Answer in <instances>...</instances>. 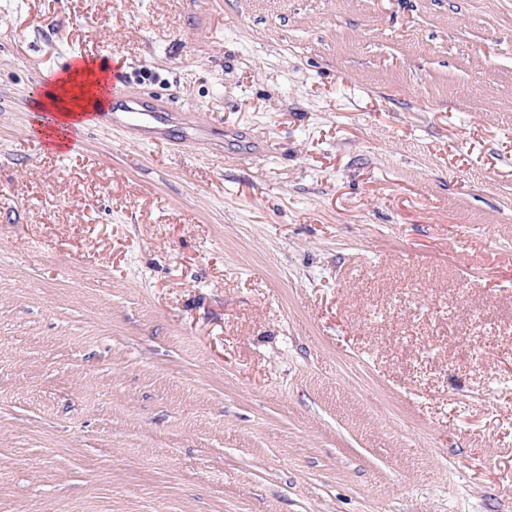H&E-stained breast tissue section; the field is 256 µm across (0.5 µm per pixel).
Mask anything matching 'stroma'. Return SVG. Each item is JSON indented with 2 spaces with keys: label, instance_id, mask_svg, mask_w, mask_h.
<instances>
[{
  "label": "stroma",
  "instance_id": "stroma-1",
  "mask_svg": "<svg viewBox=\"0 0 512 512\" xmlns=\"http://www.w3.org/2000/svg\"><path fill=\"white\" fill-rule=\"evenodd\" d=\"M0 512H512V0H0ZM84 66L98 68L96 61L77 58ZM87 67H74L67 69L65 75L57 83L55 90L46 96L45 100L36 102L35 107L40 111L49 110L65 117L71 115H84L101 106V78ZM45 114L48 124L54 123L57 118L53 113ZM165 109V105H160V109L136 107L125 91L123 73L120 69L112 66L111 103L108 108L101 109L95 114H90V118L76 121L71 130L70 141L64 148V152H73L83 147L87 122L93 119L102 124L112 125V128L126 133L133 126L154 129L160 113H165Z\"/></svg>",
  "mask_w": 512,
  "mask_h": 512
}]
</instances>
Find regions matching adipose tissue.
Listing matches in <instances>:
<instances>
[{
  "instance_id": "ef3b65f1",
  "label": "adipose tissue",
  "mask_w": 512,
  "mask_h": 512,
  "mask_svg": "<svg viewBox=\"0 0 512 512\" xmlns=\"http://www.w3.org/2000/svg\"><path fill=\"white\" fill-rule=\"evenodd\" d=\"M101 79L86 67L67 70L61 77L53 92L46 99L37 101L36 107L41 111H52L63 116L81 115L95 110L101 105Z\"/></svg>"
}]
</instances>
